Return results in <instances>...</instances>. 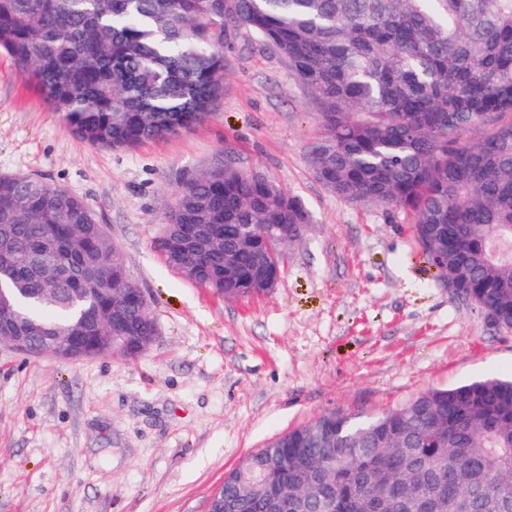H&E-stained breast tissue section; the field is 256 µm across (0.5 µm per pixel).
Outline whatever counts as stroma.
<instances>
[{
  "mask_svg": "<svg viewBox=\"0 0 512 512\" xmlns=\"http://www.w3.org/2000/svg\"><path fill=\"white\" fill-rule=\"evenodd\" d=\"M224 65L203 124L112 150L78 139L0 54V174L83 197L157 328L132 360L0 345V512H207L250 453L326 411L373 416L512 377V331L418 263L411 216L317 180L318 112L282 56L242 32ZM220 162L274 179L313 216L258 299L224 300L153 247L184 176Z\"/></svg>",
  "mask_w": 512,
  "mask_h": 512,
  "instance_id": "35a3bbf8",
  "label": "stroma"
}]
</instances>
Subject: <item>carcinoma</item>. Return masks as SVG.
<instances>
[{
	"instance_id": "carcinoma-1",
	"label": "carcinoma",
	"mask_w": 512,
	"mask_h": 512,
	"mask_svg": "<svg viewBox=\"0 0 512 512\" xmlns=\"http://www.w3.org/2000/svg\"><path fill=\"white\" fill-rule=\"evenodd\" d=\"M260 36L316 105L317 179L336 196L411 213L419 263L452 276L496 327L512 329V0H0V52L82 141L122 150L202 123L224 90V44ZM491 125L478 141L466 133ZM296 196L218 163L188 174L154 241L165 263L226 300L244 297L242 224H310ZM180 224H222L194 257ZM3 287L24 288L26 334L80 326L112 335V314L78 300L112 291L120 250L83 197L0 175ZM129 332L151 336L146 311ZM391 448L387 461L379 449ZM237 512H512V379L424 392L375 416L326 412L251 453L222 484Z\"/></svg>"
}]
</instances>
